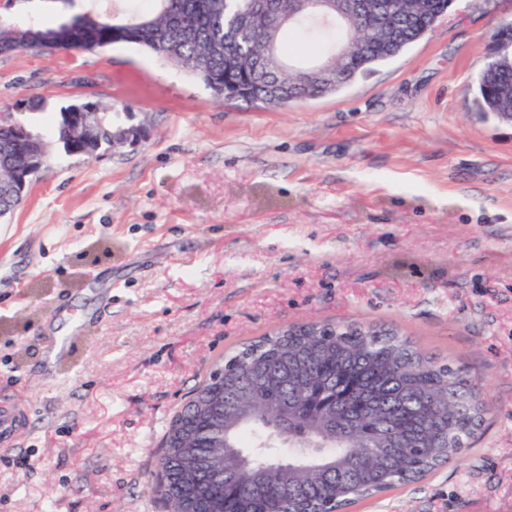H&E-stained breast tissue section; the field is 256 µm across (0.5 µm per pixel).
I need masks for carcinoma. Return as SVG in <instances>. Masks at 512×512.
Segmentation results:
<instances>
[{"instance_id":"obj_1","label":"carcinoma","mask_w":512,"mask_h":512,"mask_svg":"<svg viewBox=\"0 0 512 512\" xmlns=\"http://www.w3.org/2000/svg\"><path fill=\"white\" fill-rule=\"evenodd\" d=\"M362 15L307 14L277 34L305 37L332 69L321 83L302 86L291 70L281 78L280 106L335 93L358 75L398 56L435 26L448 0H397L396 8ZM111 13L90 2L74 16L0 22V55L24 49L92 51L139 46L202 81L224 79L220 101L267 105L273 79L230 68L256 50L233 18L249 0H149ZM355 40L348 59L336 46ZM512 29L493 34L490 59L476 79L482 111L512 120ZM0 121V156L25 167L41 135L19 144ZM54 142L72 155L111 148L112 131L88 148L64 138L62 116ZM224 383L209 376L164 433L165 465L151 489L173 512H348L361 500L416 483L450 463L481 428L487 411L475 380L439 363L404 331L384 324L300 323L251 340L224 360Z\"/></svg>"}]
</instances>
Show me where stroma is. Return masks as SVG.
<instances>
[{
    "label": "stroma",
    "mask_w": 512,
    "mask_h": 512,
    "mask_svg": "<svg viewBox=\"0 0 512 512\" xmlns=\"http://www.w3.org/2000/svg\"><path fill=\"white\" fill-rule=\"evenodd\" d=\"M512 0H454L340 92L223 104L131 45L0 55V108L128 107L135 149L54 150L0 221V512H167L160 439L244 342L303 321L387 323L475 377L474 441L350 512H512V125L475 80ZM45 104L29 114L25 104ZM55 336L68 353L46 362ZM23 410L11 402L3 401L0 404V449L7 451L19 448L20 422L23 418Z\"/></svg>",
    "instance_id": "1"
}]
</instances>
